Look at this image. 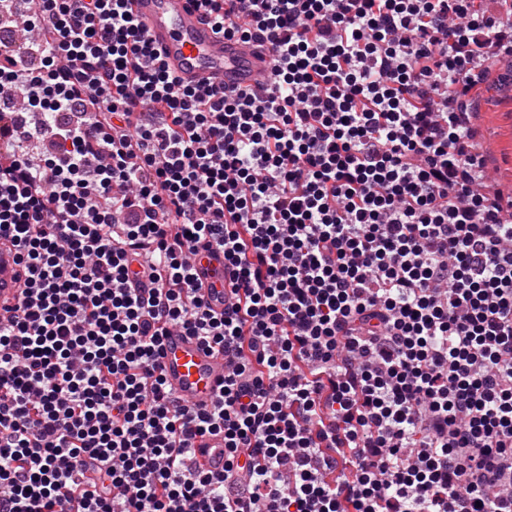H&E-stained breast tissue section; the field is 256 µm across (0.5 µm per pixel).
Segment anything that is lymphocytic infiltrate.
I'll return each instance as SVG.
<instances>
[{"label": "lymphocytic infiltrate", "instance_id": "obj_1", "mask_svg": "<svg viewBox=\"0 0 512 512\" xmlns=\"http://www.w3.org/2000/svg\"><path fill=\"white\" fill-rule=\"evenodd\" d=\"M127 0H0V512H512V200L477 88L480 0H196L272 51L263 91L182 84ZM238 284L223 313L195 259ZM149 280L136 288L129 268ZM231 364L166 387L172 331ZM223 435L220 474L196 440ZM23 280V263L17 248L0 241V313L3 308L20 303ZM199 292L204 303L216 313H222L233 291L234 273L224 269V257L217 254L203 252L197 265Z\"/></svg>", "mask_w": 512, "mask_h": 512}]
</instances>
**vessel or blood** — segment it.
<instances>
[{
    "instance_id": "1",
    "label": "vessel or blood",
    "mask_w": 512,
    "mask_h": 512,
    "mask_svg": "<svg viewBox=\"0 0 512 512\" xmlns=\"http://www.w3.org/2000/svg\"><path fill=\"white\" fill-rule=\"evenodd\" d=\"M131 12L165 67L182 83L198 89L223 85L225 92L264 85L271 54L254 43L215 33L195 0H131ZM200 294L215 312H223L234 285L221 254L203 253L197 265ZM23 263L15 246L0 241V309L21 301ZM169 389L183 403L206 407L224 382L223 356L196 337L180 332L167 336L160 358ZM195 464L204 471L224 470V441L208 436L194 444Z\"/></svg>"
}]
</instances>
